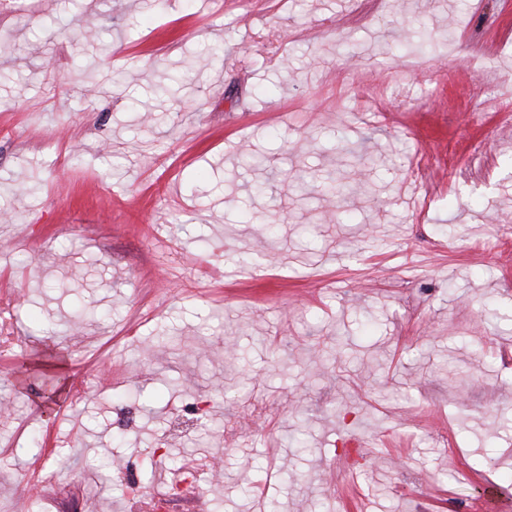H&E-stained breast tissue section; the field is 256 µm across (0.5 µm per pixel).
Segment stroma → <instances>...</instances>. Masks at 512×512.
<instances>
[{
    "label": "stroma",
    "mask_w": 512,
    "mask_h": 512,
    "mask_svg": "<svg viewBox=\"0 0 512 512\" xmlns=\"http://www.w3.org/2000/svg\"><path fill=\"white\" fill-rule=\"evenodd\" d=\"M5 45L0 512L190 460L169 512H493L512 0H0Z\"/></svg>",
    "instance_id": "obj_1"
}]
</instances>
